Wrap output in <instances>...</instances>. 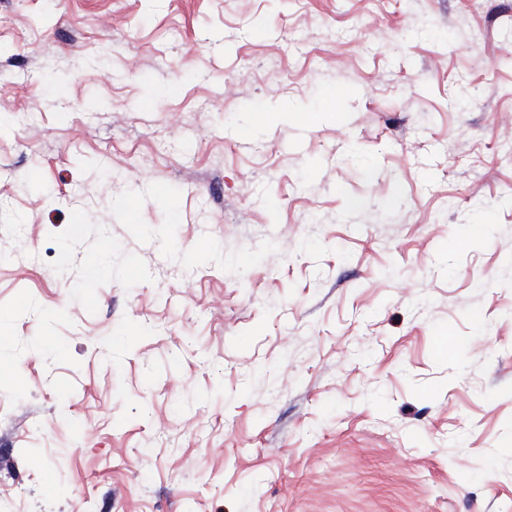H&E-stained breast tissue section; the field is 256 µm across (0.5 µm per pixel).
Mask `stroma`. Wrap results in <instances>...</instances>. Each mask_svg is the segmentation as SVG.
I'll return each mask as SVG.
<instances>
[{
    "label": "stroma",
    "mask_w": 512,
    "mask_h": 512,
    "mask_svg": "<svg viewBox=\"0 0 512 512\" xmlns=\"http://www.w3.org/2000/svg\"><path fill=\"white\" fill-rule=\"evenodd\" d=\"M1 115L12 512H512V0H0Z\"/></svg>",
    "instance_id": "obj_1"
}]
</instances>
